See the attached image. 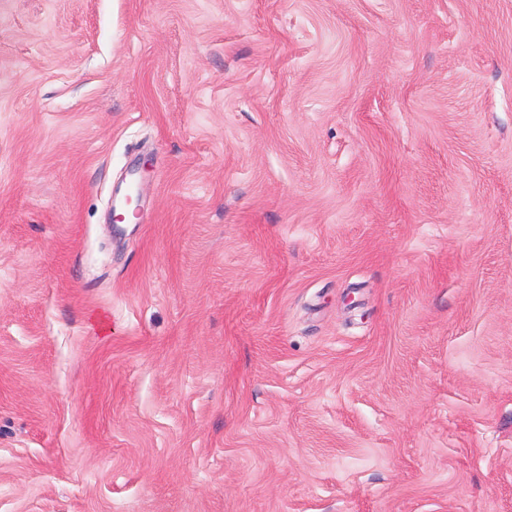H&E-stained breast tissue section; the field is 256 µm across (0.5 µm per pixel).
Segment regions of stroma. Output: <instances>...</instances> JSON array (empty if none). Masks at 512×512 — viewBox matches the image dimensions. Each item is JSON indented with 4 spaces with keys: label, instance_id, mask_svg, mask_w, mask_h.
Returning <instances> with one entry per match:
<instances>
[{
    "label": "stroma",
    "instance_id": "35a3bbf8",
    "mask_svg": "<svg viewBox=\"0 0 512 512\" xmlns=\"http://www.w3.org/2000/svg\"><path fill=\"white\" fill-rule=\"evenodd\" d=\"M0 512H512V0H0Z\"/></svg>",
    "mask_w": 512,
    "mask_h": 512
}]
</instances>
